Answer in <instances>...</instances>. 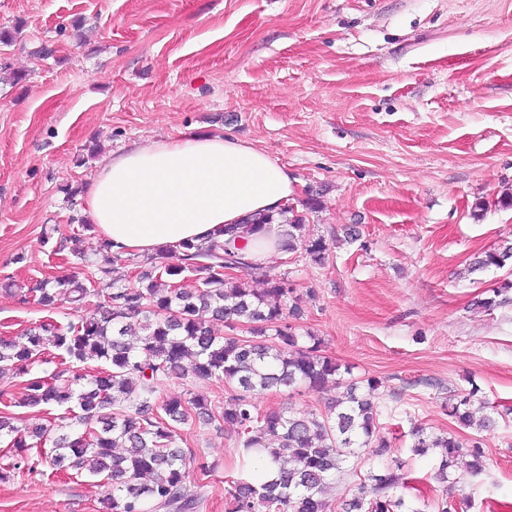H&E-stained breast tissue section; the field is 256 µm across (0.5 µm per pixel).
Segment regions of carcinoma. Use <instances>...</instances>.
<instances>
[{"label": "carcinoma", "mask_w": 512, "mask_h": 512, "mask_svg": "<svg viewBox=\"0 0 512 512\" xmlns=\"http://www.w3.org/2000/svg\"><path fill=\"white\" fill-rule=\"evenodd\" d=\"M276 223L272 215H259L225 229L224 239L184 242L169 250L175 262L165 267V275L193 276L190 289L171 285L152 267L138 272L140 287H118L107 266L97 267L101 288L91 290L71 277L43 280L27 289L21 301L36 292L38 304L48 308L62 296L78 303L94 291L103 297V310L99 318L77 324L43 321L27 329L20 342L0 339V373H24L50 349L74 364L96 357L106 368L87 374L74 367L28 380L25 404L68 411L74 406L80 414L68 424V432L55 437L43 425L21 428L0 416V442L8 441L19 453L36 449L35 455L25 456L30 472L65 464L101 478L110 487L108 512H196L199 501L191 482L196 474L207 476L210 466L194 450L176 445L175 425L194 417L211 421L214 414L196 398L156 396L158 384L186 375L184 361L190 357L191 375L217 379L233 391L221 417L237 433L243 453L256 461L268 459L266 475L258 482L225 477L226 512H327L325 490L344 477L349 458L359 456L377 460L379 466L357 483L343 512H405L397 489L407 477L399 473L400 465L382 462L390 444L376 432L378 381L346 379L350 369L325 355L316 336L300 344L297 328L287 322L299 315L287 277L268 278L261 293L249 284L246 273L260 266L246 260L244 234ZM305 230L303 216L294 213L280 225V236L288 251L301 248L314 263H324L329 244ZM230 259L241 262L236 276L223 272ZM509 263L512 241L506 239L476 257L470 272ZM509 288L512 283L502 284L475 306L491 309L504 303L500 296ZM202 312L209 317L201 318ZM246 324L251 325L250 336L231 334ZM329 383L344 391L319 415L263 413L253 400L258 391H293L302 385L320 390ZM478 392L474 386L458 394L448 405V416L488 431L495 418L485 415L476 421L471 411ZM412 436L419 455L442 449L436 472L442 482L467 456L469 470H481L477 445L465 451L454 437L422 427ZM117 448L125 452L117 453Z\"/></svg>", "instance_id": "1"}]
</instances>
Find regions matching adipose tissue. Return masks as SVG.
Wrapping results in <instances>:
<instances>
[{
	"label": "adipose tissue",
	"mask_w": 512,
	"mask_h": 512,
	"mask_svg": "<svg viewBox=\"0 0 512 512\" xmlns=\"http://www.w3.org/2000/svg\"><path fill=\"white\" fill-rule=\"evenodd\" d=\"M295 196L287 169L236 139L187 136L112 156L92 178L85 214L112 252L152 253L200 240Z\"/></svg>",
	"instance_id": "adipose-tissue-1"
}]
</instances>
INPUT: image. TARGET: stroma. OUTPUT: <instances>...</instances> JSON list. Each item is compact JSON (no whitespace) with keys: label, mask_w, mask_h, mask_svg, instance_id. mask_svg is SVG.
<instances>
[{"label":"stroma","mask_w":512,"mask_h":512,"mask_svg":"<svg viewBox=\"0 0 512 512\" xmlns=\"http://www.w3.org/2000/svg\"><path fill=\"white\" fill-rule=\"evenodd\" d=\"M0 29L15 32L0 44V338L99 316L96 296L49 309L14 291L87 277L101 260L81 222L107 158L183 134L254 144L288 168L307 235L331 251L321 265L300 252L272 259L250 285L287 276L299 335L381 381L377 431L421 480L403 492L408 512H437L444 499L512 512V304L473 305L512 267L466 272L512 236V207L499 204L512 194V0H0ZM68 366L50 357L1 375L0 416L56 426L57 410L23 404L24 387ZM473 384L474 415L499 413L494 431L448 415L450 396ZM157 393L217 413L229 397L191 376ZM338 394L330 384L254 401L317 412ZM417 425L480 442L481 472L430 480L438 456L413 452ZM177 434L212 468L198 512H225L237 435L198 419ZM106 492L70 470H24L0 481V512H101Z\"/></svg>","instance_id":"1"}]
</instances>
